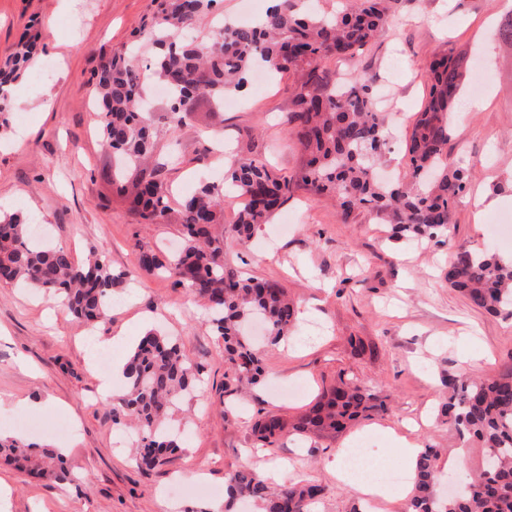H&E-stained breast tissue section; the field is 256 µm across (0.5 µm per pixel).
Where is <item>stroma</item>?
<instances>
[{
  "instance_id": "35a3bbf8",
  "label": "stroma",
  "mask_w": 512,
  "mask_h": 512,
  "mask_svg": "<svg viewBox=\"0 0 512 512\" xmlns=\"http://www.w3.org/2000/svg\"><path fill=\"white\" fill-rule=\"evenodd\" d=\"M507 8V0H401L397 22L375 43L352 60L320 64L331 74L372 77L391 146L382 166L394 181L406 171L404 139L428 97L431 58L442 51L464 57L461 97L479 107L453 113L446 152L450 165L470 168L472 180L448 235L428 243L388 239L385 224L363 210L342 223L335 200L301 182L305 158L283 123L291 79L262 87L249 79L235 107L209 115L196 105L179 124L160 118L164 105L153 103L156 155L174 199L192 193L202 177L221 178L214 164L221 142L295 180L269 223L226 254L244 275L282 284L298 309L290 340L266 349L260 383L240 393L224 386V347L203 302L174 278L137 272L139 248L174 254L181 227L144 225L130 213L97 132L93 77L137 39L153 0H0V58L25 29L39 44L16 81L28 96L9 103L10 126L0 135V211L21 214L77 262L96 251L114 270L136 272L115 288L111 317L96 330L127 336L112 347L113 361L125 360L131 342L153 327L177 338L202 380L172 420L182 451L160 468H139L133 446L115 445L124 429L113 424L112 400L99 391L93 336L51 294L0 283V398L27 402L24 410L0 413V432L63 449L76 476L59 485L0 465L9 512H213V499L176 498L172 489L199 472L220 488L225 472L243 468L279 484L321 485L326 494L317 512H362L366 496L327 466L336 449L356 440L366 441L372 456L390 454L389 468L405 478L413 473L400 462L403 438L438 449L451 481L469 479L482 450L441 414L445 381L495 377L512 358V320L471 307L449 289L445 272L459 244L512 255V237L487 232L495 217L512 213V48L500 35ZM479 195L493 206L475 210ZM359 342L364 352L355 351ZM342 379L363 382L386 411L339 434L301 442L286 433L274 449L256 446L258 411L293 421Z\"/></svg>"
}]
</instances>
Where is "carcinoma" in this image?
<instances>
[{
	"label": "carcinoma",
	"mask_w": 512,
	"mask_h": 512,
	"mask_svg": "<svg viewBox=\"0 0 512 512\" xmlns=\"http://www.w3.org/2000/svg\"><path fill=\"white\" fill-rule=\"evenodd\" d=\"M215 0H159L144 37L154 53L145 67L114 54L100 67L93 82L98 103L102 145L121 160L116 176L125 181L120 193L132 198V211L142 224H178L183 246L169 259L152 249H140L139 270L170 273L200 297L208 310L213 335L224 342V359L231 364V381L255 385L263 373L262 360L245 324L262 319L271 343L288 338L295 309L277 282L245 277L224 260V244H248L280 208L292 190L293 179L256 157L230 161L224 183H208L183 198L180 207L168 205L172 189L161 170L150 166L156 132L139 109L143 70L168 91L166 115L181 122L188 101L207 98L218 104L244 87L246 76L259 61L277 74H298L301 83L293 109L284 124L296 135L307 156L302 182L317 195L336 200L341 219L367 210L391 225L396 238L443 236L452 224L456 199L471 179V171L448 165L451 109L461 90L464 60L451 54L436 56L431 65V88L424 108L406 141L408 169L393 183L379 181L375 163L388 148L385 117L376 110L372 81L356 74L336 93L339 79L317 73L319 60L353 58L388 27L399 0H348L332 18L303 14L294 0H278L255 25L224 23L204 44L193 35ZM35 53V43L20 42L0 63V128H8V90ZM231 189L247 199L233 224L224 223V192ZM102 255L83 264L71 253L33 238L29 225L17 217L0 219V281L22 284L60 296L73 317L96 327L109 318L112 287L125 281ZM448 285L470 304L505 319L512 318V262L484 251L457 246L448 260ZM123 395L112 404V423L133 425L139 431L137 462L152 469L180 448L165 423L199 381V370L181 352L177 340L147 332L128 356ZM448 403L444 414L459 433L475 439L485 463L455 497L438 495L439 454L420 453L407 512H512V362L491 379L446 380ZM386 408L365 385L341 380L291 424L299 435L339 433L350 423ZM286 424L262 415L252 426L261 448H273ZM30 473L57 482L71 481L62 452L17 438H0V458ZM228 500L224 512H234L239 499H250L260 512H311L325 489L299 481L272 488L254 470L225 475Z\"/></svg>",
	"instance_id": "cac0c4a2"
}]
</instances>
